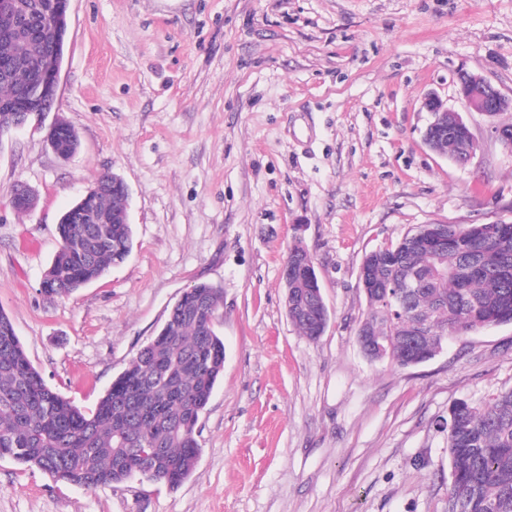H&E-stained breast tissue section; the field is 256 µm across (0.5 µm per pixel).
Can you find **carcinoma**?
I'll use <instances>...</instances> for the list:
<instances>
[{
    "instance_id": "1",
    "label": "carcinoma",
    "mask_w": 512,
    "mask_h": 512,
    "mask_svg": "<svg viewBox=\"0 0 512 512\" xmlns=\"http://www.w3.org/2000/svg\"><path fill=\"white\" fill-rule=\"evenodd\" d=\"M23 21L0 29V59L13 63L0 74V104H10L22 86L60 64L53 45L51 0H18ZM104 175L92 187L95 213L105 224H59L60 248L44 273L53 296H63L101 278L130 251L132 228L114 224L126 209L125 194ZM408 232L367 254L363 288L369 313L362 330L378 346L361 347L372 361L402 367L432 359L450 334L512 323V224H450L448 249L407 250ZM185 313L158 332L113 381L92 410H82L50 387L31 363L8 314L0 308V448L13 461L58 481L84 488L126 482L138 448L162 455L151 479L171 488L192 474L199 457L195 431L224 373V339L203 335L222 300L220 288H190ZM288 320L310 338L327 326L321 288L295 286ZM177 370L180 394L168 391L154 368ZM452 481L448 512H512V390L481 406L455 403L448 414Z\"/></svg>"
}]
</instances>
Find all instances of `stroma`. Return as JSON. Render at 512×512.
Instances as JSON below:
<instances>
[{
  "label": "stroma",
  "mask_w": 512,
  "mask_h": 512,
  "mask_svg": "<svg viewBox=\"0 0 512 512\" xmlns=\"http://www.w3.org/2000/svg\"><path fill=\"white\" fill-rule=\"evenodd\" d=\"M512 97V0H71L51 112L0 135V308L52 388L95 407L199 282L221 288L224 374L177 488H79L0 459V512H447L443 423L512 389V324L449 336L411 367L366 359L364 256L420 224H512V150L457 76ZM436 93L478 144L467 167L424 143ZM80 139L69 159L45 134ZM105 173L128 186L126 260L40 291L62 212ZM38 195L18 213L16 183ZM329 310L301 336L288 249Z\"/></svg>",
  "instance_id": "35a3bbf8"
}]
</instances>
